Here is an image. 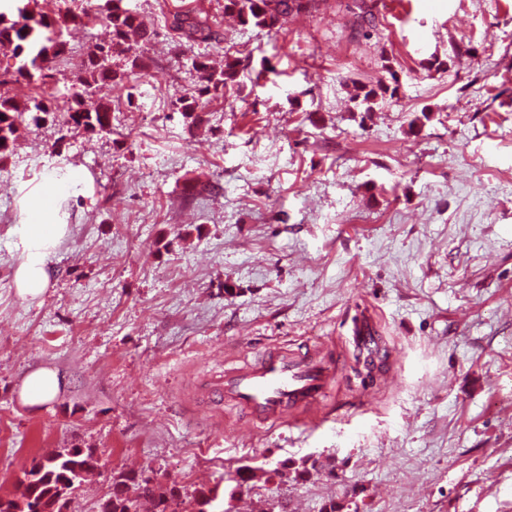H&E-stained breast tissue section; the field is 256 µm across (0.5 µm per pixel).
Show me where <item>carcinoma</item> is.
<instances>
[{
    "label": "carcinoma",
    "mask_w": 512,
    "mask_h": 512,
    "mask_svg": "<svg viewBox=\"0 0 512 512\" xmlns=\"http://www.w3.org/2000/svg\"><path fill=\"white\" fill-rule=\"evenodd\" d=\"M37 0H18V3L0 9V49L8 50L16 59L17 67L10 79L0 81V89L6 85L30 86L37 84L39 92L28 96L22 104L6 92H0V160L12 150L20 127L44 124L50 118H57L59 106L56 96L46 91L50 74L49 63L63 56L67 44L63 30L69 23L84 21L89 14H76L70 10L55 17L34 12ZM312 0H224V12L234 15L243 25L252 24L260 28H274L281 20L292 14L309 11ZM93 20L104 22L111 29V39L100 43L87 55L77 82L71 85L67 99L70 104L64 111L63 125L69 129L83 130L90 134L112 133V108L110 103L92 100L98 86H117L132 75L146 69L142 56H129V72L112 70L111 60L116 52H128V38L141 29V21L128 7L127 0H89ZM172 30L189 39L207 40L209 26L188 13L173 16ZM192 69L200 74L201 87L198 94L213 98L225 97L235 90L239 75L240 61L230 55L224 56V68L216 70L203 56L190 58ZM398 80L393 85H381L368 89L356 88L352 97L355 107L367 115L374 110L377 98H397ZM48 473L54 475L41 484L38 497L41 498L42 512H67L68 501L59 499L60 478L74 480L73 488H79L86 478L80 477L87 457L64 454L59 450L45 456ZM316 461L309 458L299 461L286 459L274 472L282 477L293 473L301 477L313 468ZM30 472L23 471L20 479L22 490L19 498H6L13 512H30L27 502ZM134 485L136 496L129 494V485ZM219 494L218 488L198 490L193 495V507L184 506L179 490L174 485L152 482L145 473L121 472L112 477V489L98 504V512H141L142 503L151 501L158 512H209L211 499Z\"/></svg>",
    "instance_id": "obj_1"
}]
</instances>
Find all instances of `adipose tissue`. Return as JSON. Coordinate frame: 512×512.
Segmentation results:
<instances>
[{"instance_id": "adipose-tissue-1", "label": "adipose tissue", "mask_w": 512, "mask_h": 512, "mask_svg": "<svg viewBox=\"0 0 512 512\" xmlns=\"http://www.w3.org/2000/svg\"><path fill=\"white\" fill-rule=\"evenodd\" d=\"M24 256L15 273L17 292L24 298H37L49 282L46 258L64 233L60 224L32 221L21 228Z\"/></svg>"}]
</instances>
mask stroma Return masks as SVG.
Masks as SVG:
<instances>
[{
	"instance_id": "stroma-1",
	"label": "stroma",
	"mask_w": 512,
	"mask_h": 512,
	"mask_svg": "<svg viewBox=\"0 0 512 512\" xmlns=\"http://www.w3.org/2000/svg\"><path fill=\"white\" fill-rule=\"evenodd\" d=\"M128 4L151 38L142 75L100 91L111 134L48 122L0 161V494L79 447L100 469L71 512H94L121 472L191 494L288 458L320 469L244 484L241 512H512V0H314L273 30L224 0ZM184 11L215 41L170 31ZM64 38L71 80L109 30ZM228 54L238 90L197 100L188 125V58ZM393 76L398 100L361 117L355 86ZM63 174L78 181L49 220L67 230L24 299L18 228ZM363 309L387 354L361 377L348 336ZM322 345L337 377L279 425L253 427L204 383ZM40 368L63 387L24 404Z\"/></svg>"
}]
</instances>
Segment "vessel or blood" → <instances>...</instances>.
<instances>
[{"label": "vessel or blood", "instance_id": "b4317fda", "mask_svg": "<svg viewBox=\"0 0 512 512\" xmlns=\"http://www.w3.org/2000/svg\"><path fill=\"white\" fill-rule=\"evenodd\" d=\"M351 343L365 365L379 362L382 340L370 318L354 322ZM334 376L332 353L320 346L303 356L271 353L257 364L225 370L207 385L231 406L245 410L252 421L277 424L312 407Z\"/></svg>", "mask_w": 512, "mask_h": 512}]
</instances>
